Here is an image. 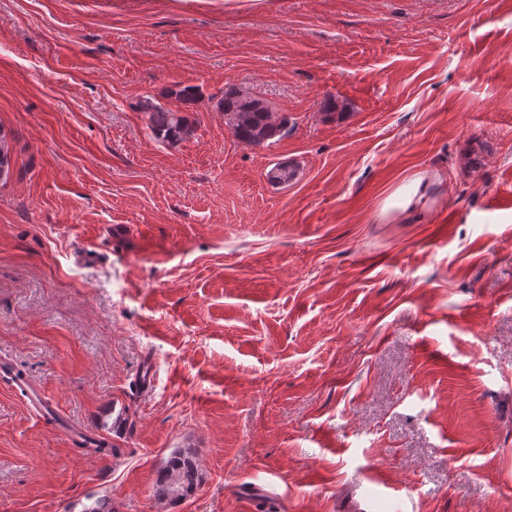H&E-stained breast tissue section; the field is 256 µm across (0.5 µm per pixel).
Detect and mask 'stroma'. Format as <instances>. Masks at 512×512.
<instances>
[{"label":"stroma","instance_id":"1","mask_svg":"<svg viewBox=\"0 0 512 512\" xmlns=\"http://www.w3.org/2000/svg\"><path fill=\"white\" fill-rule=\"evenodd\" d=\"M0 134V512H512V0H0ZM216 106L234 137L246 145L264 144L288 129L287 116L276 117L263 100L235 87L228 88ZM141 109L147 114L153 137L162 143L175 145L193 132L192 122L181 110L166 108L152 98L144 100ZM197 466L194 459L175 450L158 470L153 495L159 504H168L191 495L196 487Z\"/></svg>","mask_w":512,"mask_h":512}]
</instances>
